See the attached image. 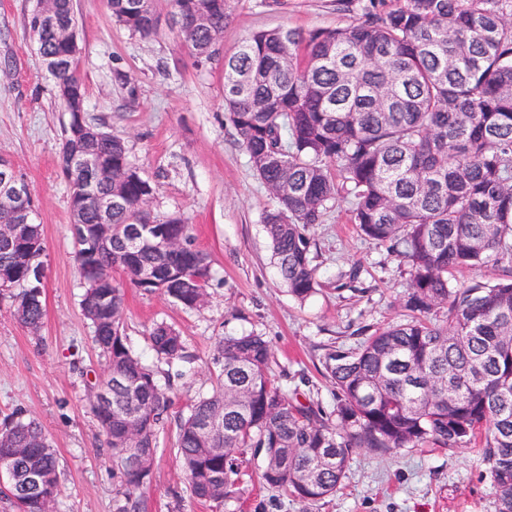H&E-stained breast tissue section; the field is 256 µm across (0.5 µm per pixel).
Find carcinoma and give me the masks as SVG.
<instances>
[{
  "label": "carcinoma",
  "mask_w": 512,
  "mask_h": 512,
  "mask_svg": "<svg viewBox=\"0 0 512 512\" xmlns=\"http://www.w3.org/2000/svg\"><path fill=\"white\" fill-rule=\"evenodd\" d=\"M171 11L206 13L178 30L205 68L224 67V109L257 179L275 205L262 221L281 282L300 302L319 286L306 230L347 204L361 235L384 244L408 268L407 319L380 327L324 368L335 385L329 414L275 384L273 352L250 333L217 339L212 391L180 417L175 449L191 499L221 505L241 494L244 455L262 456L263 486L312 503L334 495L353 455L365 448L396 455L433 444L479 446L495 512H512V274L452 288L448 273L490 264L512 271V0H335L346 26L258 30L220 56L217 38L231 0H170ZM112 19L150 37L154 0H108ZM55 23L32 9L27 25L40 57L58 56L52 73L86 103L78 56L66 55L61 29L78 27L72 0H55ZM112 164V181L70 180L74 260L85 291L81 308L103 359L93 389L112 385V410H92L112 465L122 475L116 512H139L135 494L150 482L172 397L158 370L126 345L124 284L95 288L94 266L119 268L136 288L160 292L187 309L208 297L211 264L180 215L143 207L153 181L129 159L125 141L68 119L62 165L88 150ZM112 195V240L96 242L95 198ZM36 207L1 214L42 242ZM177 247L159 250L152 238ZM43 248L0 240V277L14 316L41 329L46 304L30 285L44 276ZM157 362H191L180 331L161 322L148 336ZM216 421L208 437L198 426ZM0 448H28L13 475L30 465L44 490L19 496L17 512H41L60 494L59 461L42 425L19 410L0 423Z\"/></svg>",
  "instance_id": "carcinoma-1"
}]
</instances>
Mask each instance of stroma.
<instances>
[{
	"label": "stroma",
	"mask_w": 512,
	"mask_h": 512,
	"mask_svg": "<svg viewBox=\"0 0 512 512\" xmlns=\"http://www.w3.org/2000/svg\"><path fill=\"white\" fill-rule=\"evenodd\" d=\"M35 0H0V157L33 187L45 252L46 317L32 334L0 304V419L16 410L39 421L61 468L55 512H115L121 476L112 467L91 408L88 370L102 360L82 314V280L74 263L68 185L57 167L68 122L54 82L26 21ZM79 21L78 69L86 117L125 138L132 163L154 179L159 213H180L196 246L211 260L207 305L189 310L158 293L125 288L127 345L153 363L147 337L154 323L179 329L195 361L172 377L174 414L210 389L218 337L257 333L274 354L277 385L300 401L332 411L335 388L328 353L355 348L366 330L402 319L409 276L385 245L360 238L345 207L308 232L320 290L297 302L270 260L262 216L273 200L254 175L224 110L221 64L198 68L168 27L150 39L116 25L106 0H73ZM333 0H232L222 44L252 31L347 25ZM356 280H349L350 271ZM175 425L159 437L140 512H494L489 481L475 451L434 445L398 455H355L342 488L305 504L275 496L258 479L260 459L243 466L240 498L222 505L189 497L175 456Z\"/></svg>",
	"instance_id": "1"
}]
</instances>
